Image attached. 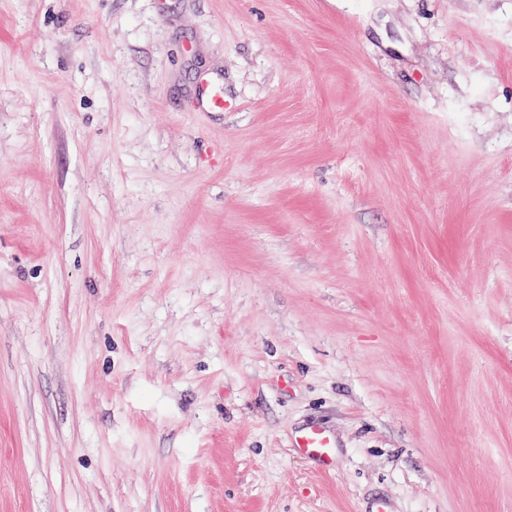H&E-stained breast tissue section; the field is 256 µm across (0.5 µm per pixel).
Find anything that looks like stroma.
<instances>
[{"label":"stroma","mask_w":512,"mask_h":512,"mask_svg":"<svg viewBox=\"0 0 512 512\" xmlns=\"http://www.w3.org/2000/svg\"><path fill=\"white\" fill-rule=\"evenodd\" d=\"M380 500L512 512V0H0V512ZM296 452L314 461L324 473L334 470L336 461V440L321 426H309L294 439Z\"/></svg>","instance_id":"1"}]
</instances>
